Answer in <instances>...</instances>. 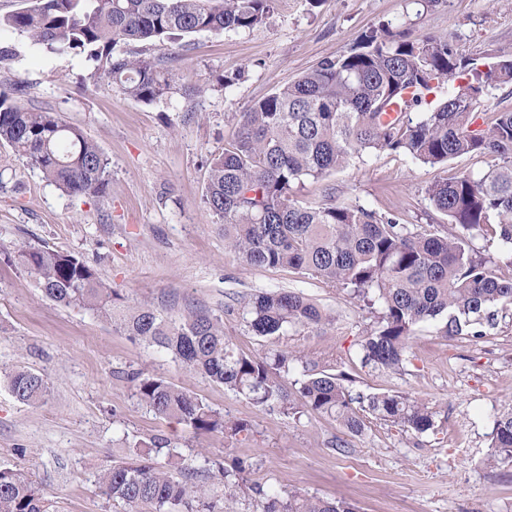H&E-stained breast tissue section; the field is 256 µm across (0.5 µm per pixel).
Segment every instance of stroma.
I'll list each match as a JSON object with an SVG mask.
<instances>
[{
	"label": "stroma",
	"mask_w": 512,
	"mask_h": 512,
	"mask_svg": "<svg viewBox=\"0 0 512 512\" xmlns=\"http://www.w3.org/2000/svg\"><path fill=\"white\" fill-rule=\"evenodd\" d=\"M392 23L412 36L430 32L463 56L512 57V0H275L253 29L184 38L173 64L178 82L205 86L194 102L172 95L135 102L106 80L91 84L83 58L55 54L19 33L0 35V74L28 88L25 107L79 126L109 162L100 197L71 196L0 145V465L24 472L57 501L59 512H124L103 494L102 466L131 461L129 447L167 441L171 457L195 459L218 512H254L248 497L225 499L221 473L239 465L265 493L288 488L343 498L357 512H512V465L486 466L494 422L512 410V306L496 307L483 336H447L419 325L403 371L362 367L358 342L374 317L320 278L286 268H256L224 249L204 203L210 155L223 151L241 112L323 59L355 47L370 28ZM232 85H224V78ZM460 156L447 166L388 151L295 185L300 204H358L404 224H448L425 190L435 180L486 169ZM82 256L123 307L148 305L177 318L190 310L221 315L241 349L260 354L238 313L244 297L294 291L330 315L329 324L281 337L314 356L334 355L352 393H402L428 403L434 427L416 437L375 418L347 435L327 417L294 418L261 408L163 353L131 339L91 311L47 299L15 259L24 244ZM22 367L47 379L37 402L18 400L4 373ZM161 376L229 419L250 422L247 437L198 435L141 405L130 377ZM345 438L348 451L332 448Z\"/></svg>",
	"instance_id": "35a3bbf8"
}]
</instances>
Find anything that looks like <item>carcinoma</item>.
<instances>
[{
  "mask_svg": "<svg viewBox=\"0 0 512 512\" xmlns=\"http://www.w3.org/2000/svg\"><path fill=\"white\" fill-rule=\"evenodd\" d=\"M274 0H35L26 10L0 15V33L18 32L52 52L81 56L90 79L108 80L145 105L175 93L191 101L200 85L177 83L169 61L114 54L120 44L174 41L181 35L252 29L263 24ZM512 84V59L480 62L458 54L439 37L412 38L408 30L381 25L365 32L350 51L322 60L296 81L274 89L241 113L238 131L224 151L208 160L205 203L220 221L224 248L255 267L289 268L315 275L379 310L360 344L365 366L399 371L409 362L411 339L423 322L443 321L447 335H483L491 309L512 304V279L500 278L494 261L472 248L478 236L496 242L499 262L512 267V111L486 112L489 90ZM25 87L0 81V144L38 168L74 196H98L108 186V160L83 130L53 112L23 107ZM434 95L436 105L416 118L412 111ZM400 112L384 119L387 107ZM390 151L412 161L442 165L462 155L491 156L480 172L441 178L425 190L451 221L450 230L427 232L393 214L362 205L323 203L304 207L293 186L321 178L372 152ZM47 298L112 321L182 368L221 384L261 407L286 415L316 413L358 435L371 415L414 435L433 429L427 403L408 395L353 396L335 358H313L276 340L329 318L293 291L262 293L242 303L251 332L270 340L261 356L238 350L224 335V321L192 310L172 319L148 306L119 310L117 293L81 257L47 246L17 248ZM290 372L296 394L283 387ZM15 397L41 400L48 391L39 374L17 368L6 374ZM139 401L196 434L229 439L251 430L163 377L132 378ZM164 443L133 445L138 464H107L104 494L125 512H214L209 489L192 482L190 462L161 463ZM487 464L512 463V411L493 428ZM224 497L250 490L243 469L224 470ZM260 512H356L341 499L296 490L266 494L256 488ZM0 512H53V504L19 470L0 466Z\"/></svg>",
  "mask_w": 512,
  "mask_h": 512,
  "instance_id": "obj_1",
  "label": "carcinoma"
}]
</instances>
